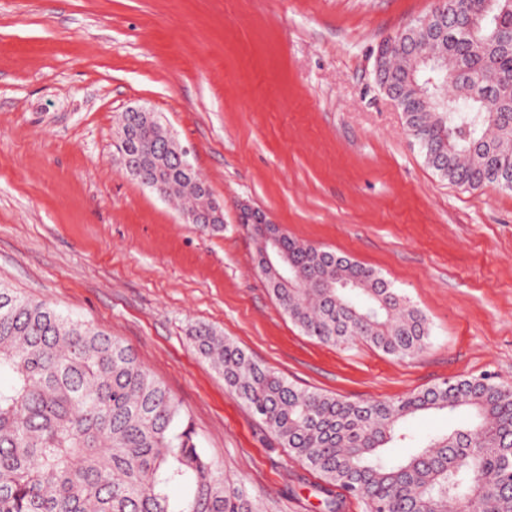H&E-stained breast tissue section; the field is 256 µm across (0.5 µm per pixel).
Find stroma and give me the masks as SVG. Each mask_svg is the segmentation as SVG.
<instances>
[{
    "label": "stroma",
    "mask_w": 512,
    "mask_h": 512,
    "mask_svg": "<svg viewBox=\"0 0 512 512\" xmlns=\"http://www.w3.org/2000/svg\"><path fill=\"white\" fill-rule=\"evenodd\" d=\"M437 4L0 0V283L132 348L263 512H323L325 482L190 327L353 402L451 378L512 386V192L441 179L374 75L378 44ZM136 105L188 151L223 231L184 223L122 169L117 117ZM245 203L403 289L428 320L427 349L398 359L304 335L265 284Z\"/></svg>",
    "instance_id": "35a3bbf8"
}]
</instances>
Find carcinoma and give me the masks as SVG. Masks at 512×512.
Listing matches in <instances>:
<instances>
[{
    "mask_svg": "<svg viewBox=\"0 0 512 512\" xmlns=\"http://www.w3.org/2000/svg\"><path fill=\"white\" fill-rule=\"evenodd\" d=\"M440 0L447 37L421 24L385 38V87L402 89L406 133L441 178L470 189L512 191V0L494 31L454 25L460 7ZM141 130L142 178L167 174V196L205 215L198 178L181 168L161 123L126 112ZM292 276L261 268L288 318L326 346L363 340L399 359L429 344L426 317L402 289L351 258L284 234ZM198 353L281 445L366 512H512V387L487 377L446 381L390 401L351 402L299 388L206 325L191 327ZM0 512H261L242 481L224 478L189 415L130 347L92 324L0 284ZM472 416L426 435L404 456L406 423L421 414Z\"/></svg>",
    "mask_w": 512,
    "mask_h": 512,
    "instance_id": "1",
    "label": "carcinoma"
}]
</instances>
